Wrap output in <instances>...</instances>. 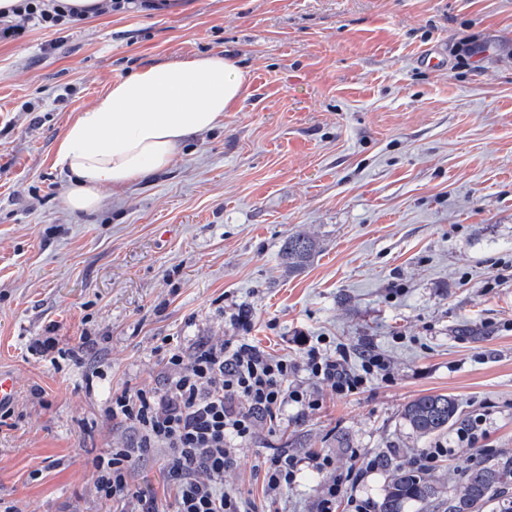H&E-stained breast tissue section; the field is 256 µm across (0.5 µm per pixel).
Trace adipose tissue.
Returning a JSON list of instances; mask_svg holds the SVG:
<instances>
[{
    "label": "adipose tissue",
    "mask_w": 512,
    "mask_h": 512,
    "mask_svg": "<svg viewBox=\"0 0 512 512\" xmlns=\"http://www.w3.org/2000/svg\"><path fill=\"white\" fill-rule=\"evenodd\" d=\"M245 77L221 54L143 67L115 81L68 126L55 164L68 171L74 212L97 208L100 187L120 190L168 167L182 144L223 126Z\"/></svg>",
    "instance_id": "obj_1"
}]
</instances>
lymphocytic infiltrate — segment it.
Returning <instances> with one entry per match:
<instances>
[{
  "mask_svg": "<svg viewBox=\"0 0 512 512\" xmlns=\"http://www.w3.org/2000/svg\"><path fill=\"white\" fill-rule=\"evenodd\" d=\"M81 17V8L64 0H23L12 16L0 17V40L23 34L32 22L52 28ZM163 361L169 375L162 385L113 394L106 412L129 425L133 437L92 459L97 493L134 500V512H158L156 498L132 492L128 483L133 462L156 454L172 481L174 512H249L241 496L225 492L224 471L259 422L276 419L286 404L307 405L303 392L288 387L293 364L249 343H202L188 352L167 348ZM344 363V357L314 347L306 368L340 395L356 393L385 368L373 353L363 355L361 373H349Z\"/></svg>",
  "mask_w": 512,
  "mask_h": 512,
  "instance_id": "obj_1",
  "label": "lymphocytic infiltrate"
}]
</instances>
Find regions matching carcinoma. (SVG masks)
I'll list each match as a JSON object with an SVG mask.
<instances>
[{
    "label": "carcinoma",
    "instance_id": "carcinoma-1",
    "mask_svg": "<svg viewBox=\"0 0 512 512\" xmlns=\"http://www.w3.org/2000/svg\"><path fill=\"white\" fill-rule=\"evenodd\" d=\"M312 242L304 235L288 236L283 256L288 266H300L310 258ZM458 405L446 394L425 395L408 402L402 410L406 426L420 438L441 434L453 425ZM377 466L389 471L379 512H406L412 503L438 502L443 512H512V456L477 461L468 470L461 493L446 500L426 474L394 466L385 456L375 458Z\"/></svg>",
    "mask_w": 512,
    "mask_h": 512
}]
</instances>
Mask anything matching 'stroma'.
Wrapping results in <instances>:
<instances>
[{
  "mask_svg": "<svg viewBox=\"0 0 512 512\" xmlns=\"http://www.w3.org/2000/svg\"><path fill=\"white\" fill-rule=\"evenodd\" d=\"M429 49L443 69L423 64ZM205 53L245 75L223 128L102 188L97 211L68 210L55 155L78 114L138 68ZM293 233L315 245L294 270ZM41 336L66 356L36 353ZM166 338L288 356L290 388L314 400L257 426L225 470L253 512H316L332 478L360 470L336 512L355 499L377 512L387 474L369 460L411 468L449 442L404 424L421 395L481 422L477 443L429 468L443 496L476 460L512 454V0H177L0 41V370L17 381L0 410V501L120 512L89 462L131 436L107 402L162 383ZM313 346L346 349L353 373L371 350L386 371L337 395L304 368ZM280 451L303 465L269 496L261 465ZM129 484L172 512L158 457Z\"/></svg>",
  "mask_w": 512,
  "mask_h": 512,
  "instance_id": "obj_1",
  "label": "stroma"
}]
</instances>
